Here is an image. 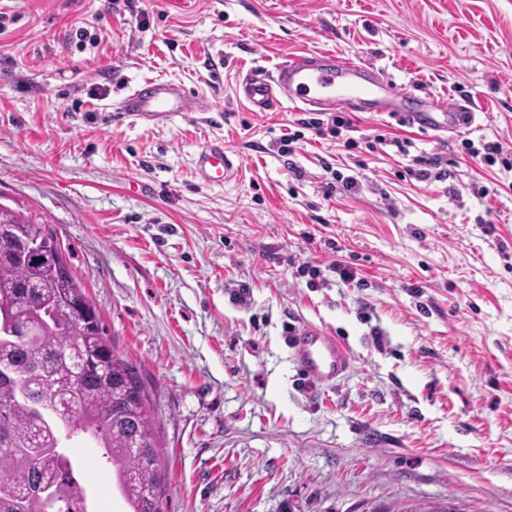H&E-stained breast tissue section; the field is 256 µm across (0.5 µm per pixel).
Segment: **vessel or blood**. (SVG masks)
I'll return each instance as SVG.
<instances>
[{
    "label": "vessel or blood",
    "mask_w": 512,
    "mask_h": 512,
    "mask_svg": "<svg viewBox=\"0 0 512 512\" xmlns=\"http://www.w3.org/2000/svg\"><path fill=\"white\" fill-rule=\"evenodd\" d=\"M237 95L253 112L270 111L285 100L319 112H378L422 130L444 132L471 124L478 109L472 100L445 105L429 94H414L399 88L379 69L328 52L295 54L275 72H251L238 86ZM210 107L206 100L192 99L179 84L162 80L134 87L118 104L120 111L148 120ZM236 170L220 140L205 145L195 160L197 178L209 184L230 180ZM291 349L295 365L313 388L333 382L352 365L348 347L317 327L293 332Z\"/></svg>",
    "instance_id": "vessel-or-blood-1"
}]
</instances>
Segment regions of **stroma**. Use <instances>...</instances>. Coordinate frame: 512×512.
Returning a JSON list of instances; mask_svg holds the SVG:
<instances>
[{"mask_svg":"<svg viewBox=\"0 0 512 512\" xmlns=\"http://www.w3.org/2000/svg\"><path fill=\"white\" fill-rule=\"evenodd\" d=\"M300 51L483 110L438 135L359 112L356 149L309 130L284 156L310 108L236 88ZM149 79L216 107L118 111ZM216 139L239 167L205 185ZM465 139L512 149V0H0V203L57 237L148 393L161 512H512V170ZM435 154L450 179L406 175ZM308 325L354 356L316 390ZM463 153L473 159L479 158L481 163L493 167L499 163L503 168H512V150H504L501 142L488 141L480 144L481 149L476 148L474 143L469 140L461 142Z\"/></svg>","mask_w":512,"mask_h":512,"instance_id":"1","label":"stroma"}]
</instances>
